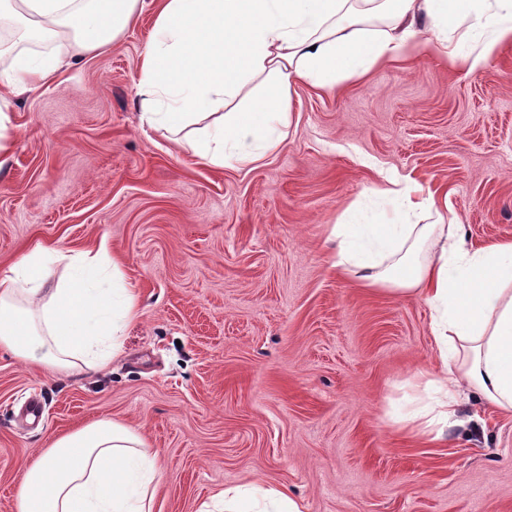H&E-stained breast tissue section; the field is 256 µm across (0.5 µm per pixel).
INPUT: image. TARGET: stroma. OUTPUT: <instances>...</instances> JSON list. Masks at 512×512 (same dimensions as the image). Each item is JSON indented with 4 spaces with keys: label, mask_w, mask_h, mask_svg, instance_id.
<instances>
[{
    "label": "stroma",
    "mask_w": 512,
    "mask_h": 512,
    "mask_svg": "<svg viewBox=\"0 0 512 512\" xmlns=\"http://www.w3.org/2000/svg\"><path fill=\"white\" fill-rule=\"evenodd\" d=\"M153 23L145 0L112 46L12 99L0 272L39 241H104L139 298L101 369L0 350V512L51 438L103 417L158 451L154 512L257 482L304 512H512V415L465 397L443 439L411 435L431 310L359 288L332 235L359 206L390 216L370 190L395 172L447 194L471 244L512 239V44L471 72L415 47L299 86L275 152L215 168L141 121Z\"/></svg>",
    "instance_id": "obj_1"
}]
</instances>
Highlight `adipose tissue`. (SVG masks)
<instances>
[{
	"label": "adipose tissue",
	"instance_id": "obj_1",
	"mask_svg": "<svg viewBox=\"0 0 512 512\" xmlns=\"http://www.w3.org/2000/svg\"><path fill=\"white\" fill-rule=\"evenodd\" d=\"M140 0H0V85L48 82L81 57L112 44L139 13ZM428 54L473 71L497 46L512 43V0H157L154 28L137 82L141 120L173 132L200 124L188 145L207 164L247 166L282 142L298 85L332 91L403 58L414 42ZM50 45L47 56L25 50ZM377 195L397 220L336 227V268L385 294L420 293L432 310L435 371L416 375L428 397L405 423L438 440L456 423L461 394L512 412V240L476 248L455 222L413 224L411 214H441L447 202L412 180L392 176ZM66 262L68 280L52 265ZM106 246L70 251L36 243L0 273V349L24 362L81 374L102 367L135 314L134 288L101 287L117 274ZM157 451L133 428L100 418L52 439L25 467L17 512H153ZM234 512H302L272 486L219 490Z\"/></svg>",
	"mask_w": 512,
	"mask_h": 512
}]
</instances>
